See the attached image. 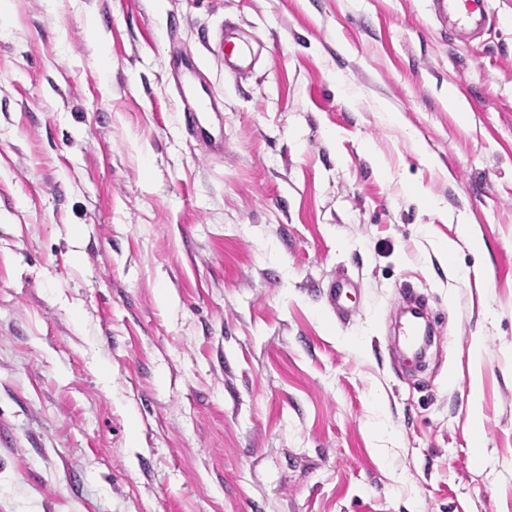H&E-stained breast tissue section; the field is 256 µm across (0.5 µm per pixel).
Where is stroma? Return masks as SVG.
<instances>
[{"label":"stroma","instance_id":"1","mask_svg":"<svg viewBox=\"0 0 512 512\" xmlns=\"http://www.w3.org/2000/svg\"><path fill=\"white\" fill-rule=\"evenodd\" d=\"M491 7L462 45L429 0H8L0 512H512V0ZM228 23L256 43L241 79ZM177 53L223 154L181 126ZM407 285L434 331L414 370Z\"/></svg>","mask_w":512,"mask_h":512}]
</instances>
